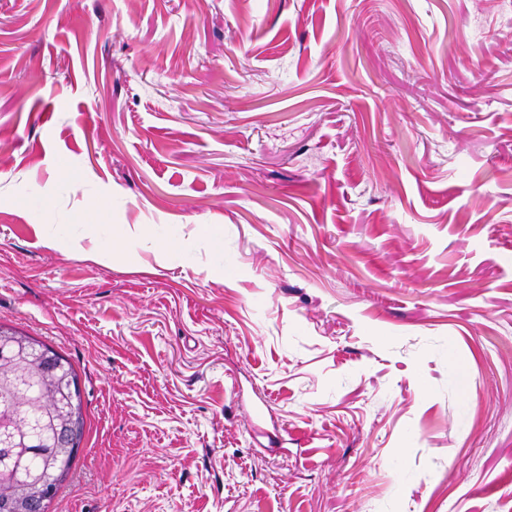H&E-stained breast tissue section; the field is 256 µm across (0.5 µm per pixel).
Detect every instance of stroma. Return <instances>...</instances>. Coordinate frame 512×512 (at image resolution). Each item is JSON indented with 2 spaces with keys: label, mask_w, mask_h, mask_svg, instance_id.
Listing matches in <instances>:
<instances>
[{
  "label": "stroma",
  "mask_w": 512,
  "mask_h": 512,
  "mask_svg": "<svg viewBox=\"0 0 512 512\" xmlns=\"http://www.w3.org/2000/svg\"><path fill=\"white\" fill-rule=\"evenodd\" d=\"M0 321L47 512H512V0H0ZM0 345L7 346L12 351V359L6 363L0 371V393H10L14 391L16 377L24 374L38 381L42 391H49L52 402L51 405L42 410V419L47 429H53L60 418H64L71 423H84L85 415L82 404L77 399H72L71 403L64 401L63 392L65 388H60L56 377H46L42 371L37 368V360L34 354L40 353L44 349L32 340L30 334L20 331L16 328L0 325ZM32 365L36 371L29 373L26 366Z\"/></svg>",
  "instance_id": "obj_1"
}]
</instances>
